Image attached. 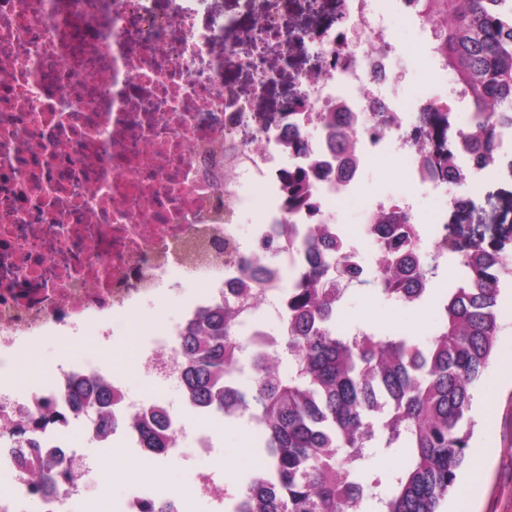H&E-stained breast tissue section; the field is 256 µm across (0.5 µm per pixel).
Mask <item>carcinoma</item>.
Wrapping results in <instances>:
<instances>
[{
    "mask_svg": "<svg viewBox=\"0 0 512 512\" xmlns=\"http://www.w3.org/2000/svg\"><path fill=\"white\" fill-rule=\"evenodd\" d=\"M418 5L422 16L439 22L441 61L455 73L473 110L484 114L466 139L488 148L502 119L512 117V0ZM424 163L455 178L451 149L427 155ZM286 185L288 208L312 206L310 171L288 172ZM377 228L372 282L388 299L422 301L415 285L437 274L446 253L467 268L443 300L440 325L427 342L374 328L336 331L342 298L336 274L345 272L347 256L321 224L303 239L299 287L288 296L280 335L266 350L240 336L242 321L261 304L257 288H240L186 328L179 355L187 402L218 413L246 412L261 427L263 467L237 496V512H362L368 491L384 481L389 491L378 497L380 512H441L456 485L472 437V389L491 364L501 284L512 274L503 261V238L478 235L463 245L452 231L418 264L406 218L386 216ZM244 365L255 376L248 388L234 377ZM117 401L106 383L77 384L68 393V403L96 433L132 430L149 454L174 447L165 409L122 422L112 416ZM56 411L47 404L39 420L19 423L13 434L27 450H37L34 432L56 420ZM377 439L384 452L401 451L405 463L386 480L368 483V449ZM66 476L61 461L30 479L55 487Z\"/></svg>",
    "mask_w": 512,
    "mask_h": 512,
    "instance_id": "carcinoma-1",
    "label": "carcinoma"
}]
</instances>
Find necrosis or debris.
Returning a JSON list of instances; mask_svg holds the SVG:
<instances>
[{"label":"necrosis or debris","instance_id":"4bbe7bcc","mask_svg":"<svg viewBox=\"0 0 512 512\" xmlns=\"http://www.w3.org/2000/svg\"><path fill=\"white\" fill-rule=\"evenodd\" d=\"M209 0H0V375L12 373L23 348L43 338L69 340L87 323L99 325V341L114 338L117 317L151 307L174 283L194 284L192 304L149 334L137 357L162 386H182L178 354L185 326L231 297L250 268L266 270L260 285L265 315L249 318L252 344L272 337L271 321L288 307L303 255L289 225H328L348 247V264L365 276L359 247L338 224L339 207L356 196L376 162L398 168L399 194L366 196L362 242L384 212L399 211L414 224L419 248L448 233V214L465 195L450 196L446 213L422 223L413 201L418 189L448 186L427 170L424 155L452 148L459 180H484L512 171V126L504 127L491 157L476 161L463 136L477 113L468 111L460 87L435 96L423 91L400 105L392 63L403 50L387 25L398 15L419 30L434 68V22L420 17L415 0H337L341 29L308 30L303 39L319 58L317 70L297 77L300 103H288L277 125L265 126L251 105L272 72L254 70L252 94L224 78L219 20L197 24ZM251 26L239 32L231 51L249 66L259 43L272 47L273 64L288 63L290 42L273 25L280 0H263ZM348 124L355 167L345 177L327 173L336 159L328 146L324 116ZM238 150L239 162L215 178L212 146ZM319 167L313 207L287 209L283 174ZM255 214L249 232L238 219ZM272 244L266 255L264 244ZM110 379L120 391L112 413L150 415L164 397L124 391L109 376L103 357L61 366L40 387L18 391L0 385V471H13L16 424L38 418L47 401L59 416L40 438L34 468L66 461L69 477L54 493L15 476L16 493L0 497V512H70L80 496L84 458L67 432L81 430L99 444L137 445L133 431L96 436L64 395L76 381ZM205 498L224 512L225 490L214 474H198L188 495L161 496L133 490L116 512H189L188 501Z\"/></svg>","mask_w":512,"mask_h":512}]
</instances>
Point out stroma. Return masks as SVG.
<instances>
[{
    "instance_id": "obj_1",
    "label": "stroma",
    "mask_w": 512,
    "mask_h": 512,
    "mask_svg": "<svg viewBox=\"0 0 512 512\" xmlns=\"http://www.w3.org/2000/svg\"><path fill=\"white\" fill-rule=\"evenodd\" d=\"M281 22L287 27L301 23L318 27L335 24L336 0H320L314 11L309 9L307 0H286ZM315 65L313 49L305 43L294 44L278 85L266 88L255 100V108L274 111L284 88L294 86L296 75ZM394 70L402 77L399 89L406 101L421 89L441 91L453 82L449 72L431 78L428 63L418 54V43L411 38L407 39L404 52L396 58ZM448 190L468 194L474 208L472 223L479 226L485 236H495L500 229L512 226V176L504 174L480 182L473 191L463 183L449 185ZM458 281L454 264L440 265L430 297L419 307L388 300L369 284L353 287L345 297L342 322L348 327L370 326L426 341L438 326L441 301ZM196 292L194 285L185 284L163 293L152 309L133 320L128 332L116 338L108 353L109 368L126 379L131 391L146 396L156 391L153 376L136 361L142 337L146 331L160 329L164 319L194 300ZM498 322L494 361L474 389L471 417L475 428L467 462L470 467L476 461H483L485 471L480 482L472 485L471 512H512V290L502 294ZM95 334V328L91 327L83 339L70 345L48 338L26 348L32 369L16 377L15 386L24 390L39 385L53 376L63 362L93 353ZM200 425L213 432L219 455L208 459L198 457L189 442H182L179 456L165 460L154 471L152 483L159 494L185 492L202 471L210 470L223 476L224 486L229 490L242 489L254 475L261 450L249 418L204 419ZM76 443L79 451L92 460L93 467L84 477L86 494L76 503L75 512H113L114 505L143 483L144 478L132 472L111 475L106 463L116 454L125 459L139 458V451L124 449L117 453L89 444L81 437ZM469 467L462 472L461 485H470Z\"/></svg>"
}]
</instances>
